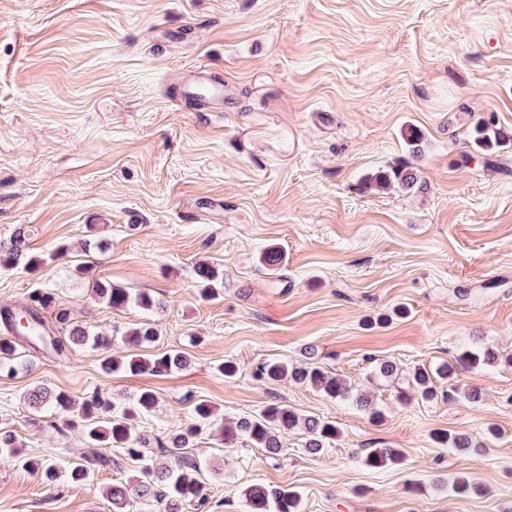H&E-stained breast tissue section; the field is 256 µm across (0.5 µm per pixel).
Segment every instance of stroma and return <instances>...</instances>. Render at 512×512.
<instances>
[{"label":"stroma","instance_id":"35a3bbf8","mask_svg":"<svg viewBox=\"0 0 512 512\" xmlns=\"http://www.w3.org/2000/svg\"><path fill=\"white\" fill-rule=\"evenodd\" d=\"M196 67L223 85V111L186 104L173 74ZM482 125L512 133V0H0V249L20 227L32 254L70 249L33 271L0 268V310L49 288L76 321L118 336L152 323L156 352L190 360L131 376L104 372L88 348L27 351V369L0 376V426L20 450L0 453V512H112L108 487L140 474L126 462L79 483L29 471L28 458L64 472L88 452L64 414L29 408L41 386L77 405L149 390L157 408L139 429L199 426L206 512H246L240 492L255 483L299 490L301 512H512V366L436 380L428 401L377 374L482 346L512 354V144L477 151ZM405 163L412 190L372 184ZM88 240L105 248L73 278ZM270 244L285 254L278 277L257 261ZM202 263L222 269L219 296H200ZM99 280L160 306L112 309ZM381 314L390 322L371 325ZM309 346L381 422L259 376L272 359L302 364ZM472 389L481 401L464 398ZM199 400L212 423L198 425ZM272 403L335 422L339 438L317 454L299 430L279 455L224 444L223 419ZM436 430L484 447H438ZM382 447L403 463L362 464ZM446 475L485 491L456 496Z\"/></svg>","mask_w":512,"mask_h":512}]
</instances>
